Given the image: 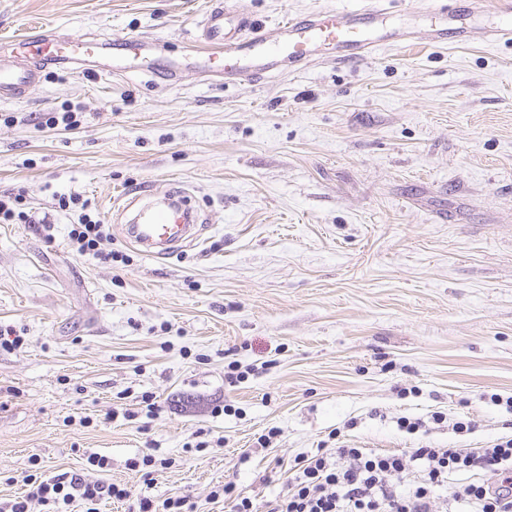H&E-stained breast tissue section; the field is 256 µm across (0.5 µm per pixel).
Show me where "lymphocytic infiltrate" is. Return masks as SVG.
Listing matches in <instances>:
<instances>
[{
    "instance_id": "obj_1",
    "label": "lymphocytic infiltrate",
    "mask_w": 512,
    "mask_h": 512,
    "mask_svg": "<svg viewBox=\"0 0 512 512\" xmlns=\"http://www.w3.org/2000/svg\"><path fill=\"white\" fill-rule=\"evenodd\" d=\"M287 494L263 502L238 495L232 483L212 490V498H232V512H433L436 489L450 487L453 476L470 480L451 487L448 512H512V438L488 448H414L380 453L341 445L335 457H295ZM495 482H488V475ZM133 498L131 489L79 477L33 484L9 512H29L30 500L57 508L75 500L93 504L105 498Z\"/></svg>"
}]
</instances>
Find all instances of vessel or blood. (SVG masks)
<instances>
[{
    "instance_id": "vessel-or-blood-1",
    "label": "vessel or blood",
    "mask_w": 512,
    "mask_h": 512,
    "mask_svg": "<svg viewBox=\"0 0 512 512\" xmlns=\"http://www.w3.org/2000/svg\"><path fill=\"white\" fill-rule=\"evenodd\" d=\"M493 11L497 23L487 32L491 42L512 40V0H468L465 7L450 11L431 8L426 38L433 44L466 40L469 21L475 15ZM223 0H213L200 27L199 38L208 50L197 62L209 76L233 81L242 77L295 70L315 61L320 53L346 64L392 44L408 40V31L389 23L383 0H361L355 9L325 8L310 15H292L273 27L242 17L229 21ZM150 53L151 44L122 41H89L65 35L48 27L26 32L17 41L16 62L0 64V98L17 99L40 71L64 68L73 63L94 62L109 70L123 71L131 50ZM124 210L134 211L127 233L147 256L157 258L179 248L193 238L194 216L186 192L176 194V207H143L132 193L123 196Z\"/></svg>"
}]
</instances>
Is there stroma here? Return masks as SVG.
Here are the masks:
<instances>
[{
  "mask_svg": "<svg viewBox=\"0 0 512 512\" xmlns=\"http://www.w3.org/2000/svg\"><path fill=\"white\" fill-rule=\"evenodd\" d=\"M210 2L0 0V60L33 24L181 56ZM356 5L230 0L269 27ZM431 5L390 0L416 39L353 65L326 54L230 83L51 68L0 99V195L36 218L0 223V329L22 339L0 348V506L28 478L79 474L231 512L215 486L275 498L294 457L335 432L397 453L512 434V43L431 45ZM65 111L77 126L42 128ZM174 188L199 237L152 259L125 237L119 197ZM63 194L98 212L99 255L70 242ZM146 454L166 467L130 470Z\"/></svg>",
  "mask_w": 512,
  "mask_h": 512,
  "instance_id": "1",
  "label": "stroma"
}]
</instances>
